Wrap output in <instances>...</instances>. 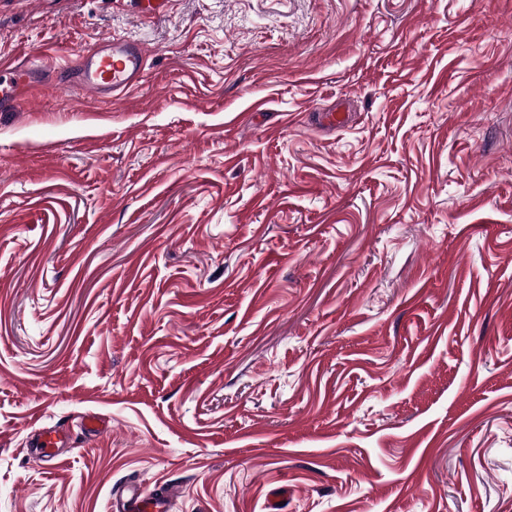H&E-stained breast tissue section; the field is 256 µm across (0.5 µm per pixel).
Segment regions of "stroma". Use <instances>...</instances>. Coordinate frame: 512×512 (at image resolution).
Masks as SVG:
<instances>
[{
  "label": "stroma",
  "instance_id": "1",
  "mask_svg": "<svg viewBox=\"0 0 512 512\" xmlns=\"http://www.w3.org/2000/svg\"><path fill=\"white\" fill-rule=\"evenodd\" d=\"M112 36L0 112V512H512V0H0ZM72 75L81 92L97 100L112 99L144 80V50L138 44L112 37L83 54ZM62 442V437L56 429H43L38 434L36 448L32 452L33 457L41 462H55L60 457L55 448H59ZM116 512H172L171 495L167 490L144 493L136 488L129 490L120 500H113Z\"/></svg>",
  "mask_w": 512,
  "mask_h": 512
}]
</instances>
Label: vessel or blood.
<instances>
[{
    "label": "vessel or blood",
    "mask_w": 512,
    "mask_h": 512,
    "mask_svg": "<svg viewBox=\"0 0 512 512\" xmlns=\"http://www.w3.org/2000/svg\"><path fill=\"white\" fill-rule=\"evenodd\" d=\"M45 66L32 58L20 66L0 64V112L23 109L26 96L41 85ZM145 76L144 50L138 44L115 37L99 44L82 55L73 73L75 86L86 95L106 100L138 87ZM62 437L56 429H43L33 452L41 462H53L59 457L57 448ZM114 512H172L168 491L145 493L131 489L112 504Z\"/></svg>",
    "instance_id": "1"
}]
</instances>
